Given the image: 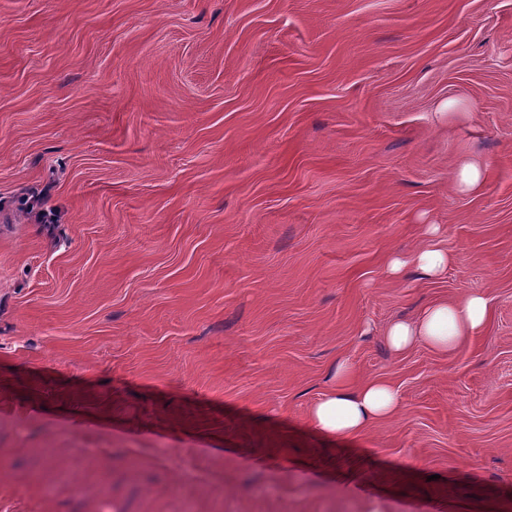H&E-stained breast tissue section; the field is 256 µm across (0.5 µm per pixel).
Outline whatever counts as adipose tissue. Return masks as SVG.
<instances>
[{
  "instance_id": "1",
  "label": "adipose tissue",
  "mask_w": 512,
  "mask_h": 512,
  "mask_svg": "<svg viewBox=\"0 0 512 512\" xmlns=\"http://www.w3.org/2000/svg\"><path fill=\"white\" fill-rule=\"evenodd\" d=\"M430 242L409 256L392 257L388 269L398 275L412 268L429 277L441 276L451 256L436 238L438 225H430ZM488 321L485 298L478 294L459 300L439 301L426 306L411 321L391 324L386 331L389 345L405 350L422 344L441 352H453L469 336L481 334ZM354 365L337 360L331 368L332 386L309 409L311 425L329 438L351 439L363 433L375 421L399 415L402 400L397 388L388 382L373 380L354 385Z\"/></svg>"
}]
</instances>
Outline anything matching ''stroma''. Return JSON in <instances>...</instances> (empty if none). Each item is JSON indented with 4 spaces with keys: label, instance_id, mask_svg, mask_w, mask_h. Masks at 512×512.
I'll use <instances>...</instances> for the list:
<instances>
[{
    "label": "stroma",
    "instance_id": "1",
    "mask_svg": "<svg viewBox=\"0 0 512 512\" xmlns=\"http://www.w3.org/2000/svg\"><path fill=\"white\" fill-rule=\"evenodd\" d=\"M0 512H512V0H0ZM451 259L447 249L437 241H431L407 257L393 256L388 269L392 275H400L407 268H413L428 277H439L446 271ZM487 321L486 299L473 294L426 306L414 320L391 324L386 338L395 350L424 344L434 351L451 353L464 338L481 334ZM354 376L355 367L349 360H337L331 367L329 392L309 408V422L325 437L351 439L373 422L400 414L402 400L397 388L381 380L354 387Z\"/></svg>",
    "mask_w": 512,
    "mask_h": 512
}]
</instances>
